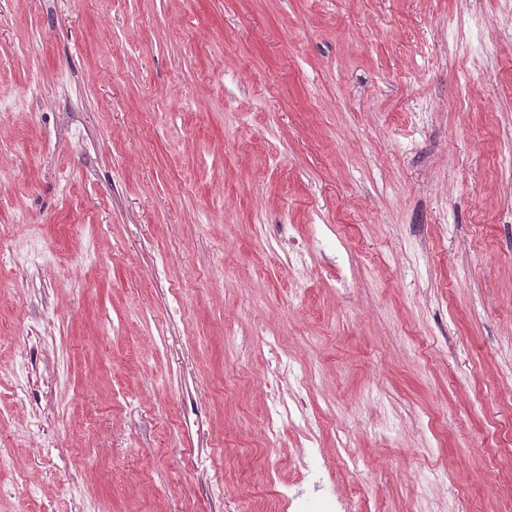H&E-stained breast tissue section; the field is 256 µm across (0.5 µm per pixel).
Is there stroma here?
Listing matches in <instances>:
<instances>
[{"mask_svg":"<svg viewBox=\"0 0 512 512\" xmlns=\"http://www.w3.org/2000/svg\"><path fill=\"white\" fill-rule=\"evenodd\" d=\"M315 449L512 512V0H0V512H238Z\"/></svg>","mask_w":512,"mask_h":512,"instance_id":"1","label":"stroma"}]
</instances>
